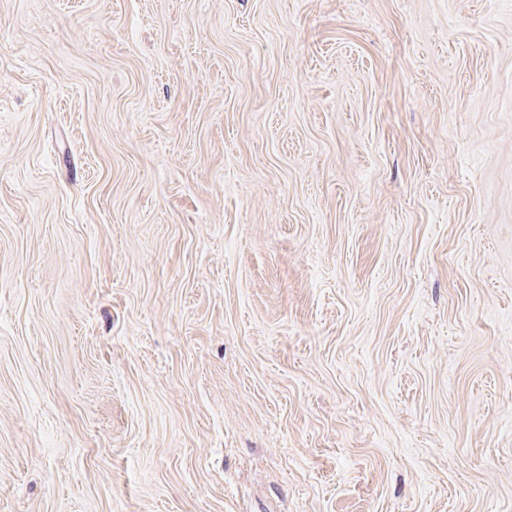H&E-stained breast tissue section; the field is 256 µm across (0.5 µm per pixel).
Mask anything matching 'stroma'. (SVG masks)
<instances>
[{"label":"stroma","instance_id":"stroma-1","mask_svg":"<svg viewBox=\"0 0 512 512\" xmlns=\"http://www.w3.org/2000/svg\"><path fill=\"white\" fill-rule=\"evenodd\" d=\"M0 512H512V0H0Z\"/></svg>","mask_w":512,"mask_h":512}]
</instances>
